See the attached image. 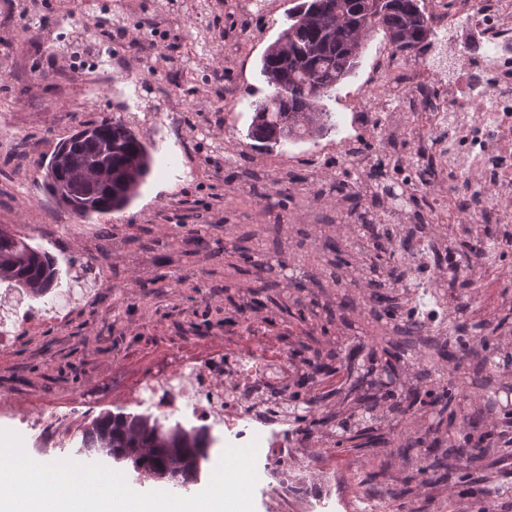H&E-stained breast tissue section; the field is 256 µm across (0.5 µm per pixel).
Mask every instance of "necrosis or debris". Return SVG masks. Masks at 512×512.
<instances>
[{
    "label": "necrosis or debris",
    "mask_w": 512,
    "mask_h": 512,
    "mask_svg": "<svg viewBox=\"0 0 512 512\" xmlns=\"http://www.w3.org/2000/svg\"><path fill=\"white\" fill-rule=\"evenodd\" d=\"M435 23L459 31L447 57L454 78L428 60L381 56L362 102L336 115V184L360 202L367 260L409 275L397 334L448 333V284L466 273L480 308L488 288H512V0H428ZM471 244L460 251L459 242ZM237 326L248 347L197 364L178 363L134 390L160 422L220 426L224 442H257L254 495L263 512H329L336 480L312 482L285 405L287 350L253 344V315Z\"/></svg>",
    "instance_id": "1"
}]
</instances>
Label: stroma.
<instances>
[{"instance_id":"1","label":"stroma","mask_w":512,"mask_h":512,"mask_svg":"<svg viewBox=\"0 0 512 512\" xmlns=\"http://www.w3.org/2000/svg\"><path fill=\"white\" fill-rule=\"evenodd\" d=\"M120 5L132 22L170 38L140 53L131 32H113L100 41L112 54L107 74L71 67L67 48L57 65H46L56 35L30 23L65 12L83 19L87 0H0V225L51 253L63 281L92 284L71 307L17 324L0 344V431L16 434L37 462L64 460L80 445L85 416L128 406L135 387L171 361L223 351L235 320L255 305L257 343L288 346L299 371L291 387L310 402L312 418L358 415L363 396H377L371 430L341 446L323 431L310 450L311 478L335 472L337 497L381 495L391 512H512V418L502 408L512 374L483 367L486 344L512 353V288L488 290L481 317L492 332L485 341L466 337L458 362L429 337L393 335L369 308L386 282L384 266L356 252L341 265L320 248L322 239L370 231L337 189L335 168L322 170L323 194L308 210L289 181L335 143V132L269 155L245 146L249 104L270 92L258 77L260 57L286 27L289 0H266L259 15L240 0H207L203 14L190 16L158 0ZM202 27L211 53L197 69H183ZM390 47L383 30L373 32L331 111H346ZM161 110L176 112L175 121L150 130ZM106 117L130 120L151 149L153 172L129 207L83 220L44 193L43 167L80 126ZM208 130L219 131L223 153L202 142ZM282 255L297 261L292 277L263 273L261 263ZM400 346L406 355L388 398L379 381ZM313 361L324 369L311 378L303 369ZM440 380L466 395L453 414L483 412L491 445L471 459L447 452L450 413L404 400ZM491 392L500 403L489 408ZM60 417L70 422L62 434L47 425ZM404 436L439 441L445 479L428 472V459L402 455Z\"/></svg>"}]
</instances>
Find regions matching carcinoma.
Returning <instances> with one entry per match:
<instances>
[{
  "label": "carcinoma",
  "mask_w": 512,
  "mask_h": 512,
  "mask_svg": "<svg viewBox=\"0 0 512 512\" xmlns=\"http://www.w3.org/2000/svg\"><path fill=\"white\" fill-rule=\"evenodd\" d=\"M424 0H302L288 10L285 27L264 50L259 76L270 95L250 102L246 138L250 147L273 152L288 142L315 139L332 126L327 101L355 73L368 37L377 29L395 50L420 53L435 44L427 35ZM60 165L45 174L44 191L78 216L90 218L125 209L151 173L146 143L126 122L106 118L85 126L62 143ZM39 299L60 287L56 258L14 232H0V283ZM433 402L452 405L458 391L436 383ZM488 434L471 435L449 448H481ZM216 439L204 429L164 424L147 413L102 411L82 429L77 453L122 463L142 481L186 488L197 484Z\"/></svg>",
  "instance_id": "1"
}]
</instances>
